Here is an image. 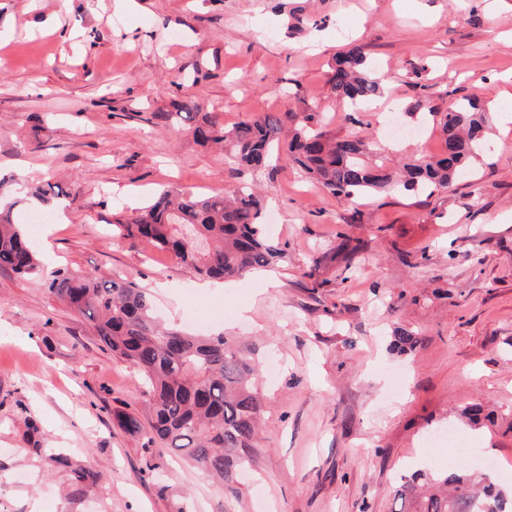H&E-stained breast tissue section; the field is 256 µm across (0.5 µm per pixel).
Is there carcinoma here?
<instances>
[{"instance_id":"obj_1","label":"carcinoma","mask_w":512,"mask_h":512,"mask_svg":"<svg viewBox=\"0 0 512 512\" xmlns=\"http://www.w3.org/2000/svg\"><path fill=\"white\" fill-rule=\"evenodd\" d=\"M336 96L355 111L377 97L385 75L368 60L365 46L352 44L336 56L330 77ZM408 115L421 123L436 121L442 137L437 159L417 157L394 178L384 162L366 160L368 146L358 136L335 137L315 128L309 113L291 137L279 139L282 121L271 115L224 127L206 112L194 128L201 143L221 144L236 169L257 168L273 151H282L329 193L348 202L383 193L433 195L450 189L483 152L490 132L487 112L471 98L459 99L446 112L425 111L416 99ZM13 204L0 205V269L33 279L52 296L86 316L99 340L138 371L150 412L137 415L115 409L119 429L144 435L186 458L208 477L224 483L226 512L241 497L239 474L256 463L264 402L258 392V365L233 338L188 335L162 327L153 317L147 293L123 279L101 281L59 267L46 272L33 241L14 223ZM264 202L253 191L185 196L164 190L128 222L119 235L173 255L205 279H241L284 260L285 247L264 223ZM27 442L66 475L69 500H80L97 487L101 474L53 448L40 447V430L31 422ZM402 512H512V496L454 462L439 476L419 472L396 493Z\"/></svg>"}]
</instances>
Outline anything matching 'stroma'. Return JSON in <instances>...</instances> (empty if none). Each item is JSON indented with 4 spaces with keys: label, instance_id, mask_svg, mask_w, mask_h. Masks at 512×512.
I'll list each match as a JSON object with an SVG mask.
<instances>
[{
    "label": "stroma",
    "instance_id": "1",
    "mask_svg": "<svg viewBox=\"0 0 512 512\" xmlns=\"http://www.w3.org/2000/svg\"><path fill=\"white\" fill-rule=\"evenodd\" d=\"M364 44L387 76L383 93L346 120L329 82L337 53ZM421 70L424 87L413 86ZM226 126L314 114L323 130L373 142L388 165L441 152L439 130L386 147L388 112L424 99L484 101L489 147L468 175L431 197L391 193L351 204L287 157L237 173L193 123H169L189 96ZM512 0H0V179L57 185L60 197L13 211L58 213L37 243L41 263L144 288L165 323L186 328L189 304L260 365L267 410L242 512H397L401 476L448 467L427 436L452 427L471 453L496 459L512 491ZM200 195L259 190L288 258L272 285L255 273L200 288L172 255L113 234L164 187ZM357 245L340 250L342 239ZM408 333L417 344L394 343ZM148 419L130 364L87 317L37 281L0 270V512H224V489L173 452L144 471V437L114 409ZM36 421L47 445L101 471L83 501L63 473L30 457ZM168 487L161 496L160 487Z\"/></svg>",
    "mask_w": 512,
    "mask_h": 512
}]
</instances>
